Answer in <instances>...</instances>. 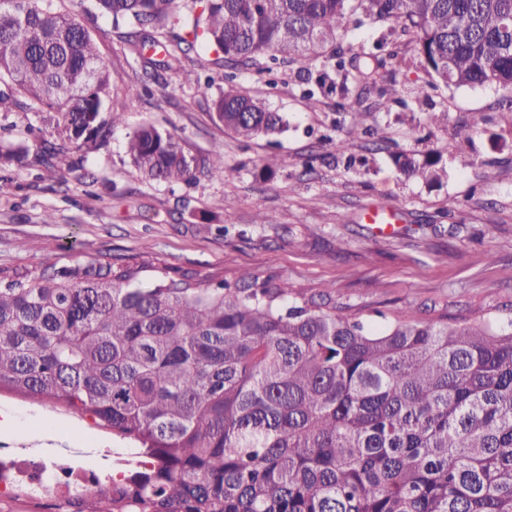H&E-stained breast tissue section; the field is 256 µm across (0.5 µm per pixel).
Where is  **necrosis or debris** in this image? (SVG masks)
Returning <instances> with one entry per match:
<instances>
[{
    "instance_id": "necrosis-or-debris-1",
    "label": "necrosis or debris",
    "mask_w": 512,
    "mask_h": 512,
    "mask_svg": "<svg viewBox=\"0 0 512 512\" xmlns=\"http://www.w3.org/2000/svg\"><path fill=\"white\" fill-rule=\"evenodd\" d=\"M61 430L33 434H0V457L7 465L0 470V497L23 494L39 496L46 484H53L60 495L73 498L95 488L107 479L122 480L129 469L119 460L111 445L95 438V461L82 457V441L77 431L92 428L86 417L60 416Z\"/></svg>"
}]
</instances>
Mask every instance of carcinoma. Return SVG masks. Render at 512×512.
Listing matches in <instances>:
<instances>
[{"label":"carcinoma","instance_id":"carcinoma-1","mask_svg":"<svg viewBox=\"0 0 512 512\" xmlns=\"http://www.w3.org/2000/svg\"><path fill=\"white\" fill-rule=\"evenodd\" d=\"M141 48L212 51L224 86L184 71L224 130L249 141L288 128L235 83L238 67L318 73L348 95L388 66L417 64L426 89L512 90V0H92ZM355 18L353 26L347 21ZM377 37L347 54L362 25ZM401 91L378 89L387 111ZM47 114L38 163L72 170L71 148L107 143L112 71L77 15L49 0H0V112ZM328 137L338 155L358 134ZM24 145L0 148L22 164ZM151 180L195 168L149 122L128 137ZM406 176L447 168L401 152ZM155 272L146 284L141 274ZM47 417L88 414L112 443L155 462L75 499L48 485L41 512H512V318L450 325L395 312L374 327L250 271L234 282L151 261L0 269V399Z\"/></svg>","mask_w":512,"mask_h":512}]
</instances>
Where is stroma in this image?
Here are the masks:
<instances>
[{
    "mask_svg": "<svg viewBox=\"0 0 512 512\" xmlns=\"http://www.w3.org/2000/svg\"><path fill=\"white\" fill-rule=\"evenodd\" d=\"M51 2L89 29L112 71V108L123 121L106 147L74 152L73 171L0 164L1 269L51 256L67 266L140 256L227 279L248 270L296 292L328 284L346 313L371 325L400 307L452 324L512 316V112L501 105L502 90L454 88L431 104L387 112L375 111L376 92L363 94L354 123L382 127L386 137L359 136V163L350 167L323 138L354 123L340 119L336 96H304L300 65H282L270 81L240 73L252 96L288 120L276 142H244L225 133L208 101L183 82L187 70L217 74L213 55L192 52L156 73L91 0ZM443 104L448 127L440 131L427 114ZM475 118L483 124L471 143L474 165L460 169L453 146ZM144 122L174 135L197 168L193 181H151L130 164L126 140ZM217 150L221 178L204 169ZM401 151L440 156L447 180L407 177L392 160ZM271 154L281 165L269 174ZM373 206L396 211L392 235L366 223ZM260 212L272 223H257Z\"/></svg>",
    "mask_w": 512,
    "mask_h": 512,
    "instance_id": "35a3bbf8",
    "label": "stroma"
}]
</instances>
